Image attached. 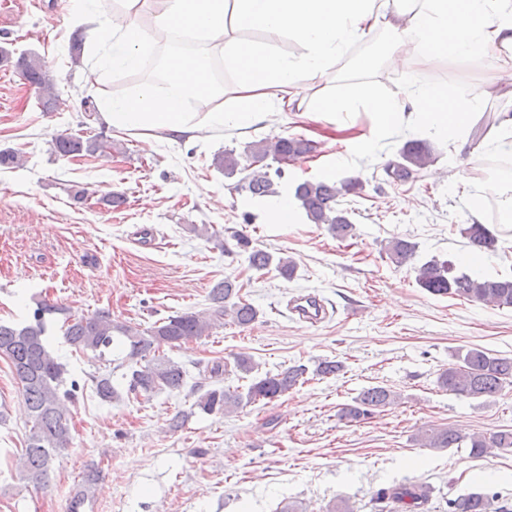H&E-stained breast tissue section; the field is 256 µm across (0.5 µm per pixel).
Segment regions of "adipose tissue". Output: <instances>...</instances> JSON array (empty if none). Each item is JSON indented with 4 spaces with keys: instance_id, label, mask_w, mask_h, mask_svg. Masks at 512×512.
<instances>
[{
    "instance_id": "obj_1",
    "label": "adipose tissue",
    "mask_w": 512,
    "mask_h": 512,
    "mask_svg": "<svg viewBox=\"0 0 512 512\" xmlns=\"http://www.w3.org/2000/svg\"><path fill=\"white\" fill-rule=\"evenodd\" d=\"M101 27L86 31L94 47L93 76L140 69L152 44L132 22L141 0H118ZM157 32L199 34L218 46L233 74V106L220 112L223 95L210 77L206 54L184 50L169 57L163 90L143 84L113 100L103 118L114 130L152 138L197 139L224 127H249L274 112L332 114L363 110L374 135L360 141L373 152L379 140L414 120L448 139L484 127L483 139L512 163V117L485 123V105L512 97V0H156ZM247 30L265 42L244 38ZM294 42L290 56L278 40ZM468 61L489 74L471 94L440 82L448 64ZM412 71L414 80L395 95L380 94L369 76L376 67ZM343 82V93L334 85Z\"/></svg>"
}]
</instances>
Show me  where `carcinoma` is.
Wrapping results in <instances>:
<instances>
[{
	"instance_id": "obj_1",
	"label": "carcinoma",
	"mask_w": 512,
	"mask_h": 512,
	"mask_svg": "<svg viewBox=\"0 0 512 512\" xmlns=\"http://www.w3.org/2000/svg\"><path fill=\"white\" fill-rule=\"evenodd\" d=\"M30 85L41 91L52 89V78L42 58L34 53L20 55L15 61ZM312 144L298 137H275L260 140L249 146L241 157L232 150L214 158V165L228 177L249 168V162L267 159L279 163L284 159L297 160L310 153ZM53 151L61 156L110 155L112 143L95 137L60 135L53 142ZM433 148L424 139L410 140L400 151V159L389 163L386 174L395 181H405L415 171L431 162ZM255 196L273 193L268 172L255 169L248 175L245 186ZM362 189L357 179L340 183L303 181L295 188V197L314 224H326L339 238L353 231L348 213L338 208L339 198ZM468 243L477 250L495 251L497 238L484 224H468L461 229ZM237 245L249 250V266L255 270L274 268L282 277L291 279L297 269L289 257L275 256L261 249H249L250 241L242 233L235 235ZM391 262L400 266L416 256V244L402 238H394L385 246ZM418 285L435 296H448L470 302H479L498 308H512V277H487L457 270L450 260L430 259L419 268ZM242 286L226 279L216 283L209 292L211 306L205 312H183L155 321L142 329L112 318L108 311L92 317L66 319L63 336L75 350L91 352L97 358L106 356L114 339L121 337L128 348V392L135 395L150 394L159 390H179L185 383L186 370L182 364L161 356L158 350L163 344L176 347L186 340L209 336L212 330L224 325L228 316L239 327H247L257 319L256 308L243 299ZM59 312L48 302L37 305L33 320L25 325L0 324V358H5L17 380L24 398L28 422L31 423L25 448L21 450L18 468L22 478L37 486L46 487L50 482L52 462L56 455L65 451L71 441V412L68 403L76 396V385L61 390L65 384V367L50 350L46 333L47 319ZM456 362L449 364L439 377L438 384L446 391L466 399H483L499 394L505 385L512 384V357L490 354L478 348L459 351ZM236 371L250 377L247 387L213 388L202 393L195 402L200 412L229 414L240 407L255 402H271L306 380L308 374L321 378L337 375L344 369L337 360H321L314 368L295 364L279 373L266 372L253 375L255 364L251 358L238 356L234 360ZM100 399L111 401L119 398L109 374L91 378ZM397 399V394L383 386L362 390L353 404L340 410V417L350 422L371 417ZM425 448H452L466 444L470 454L481 456L490 448L512 450V430L496 432L488 437L472 435L464 437L452 428H445L419 436ZM384 496L398 505L401 512H420L429 501L428 490L423 485H399L384 492ZM493 500L484 493H470L449 501L451 512H512V502L504 501L492 507Z\"/></svg>"
}]
</instances>
